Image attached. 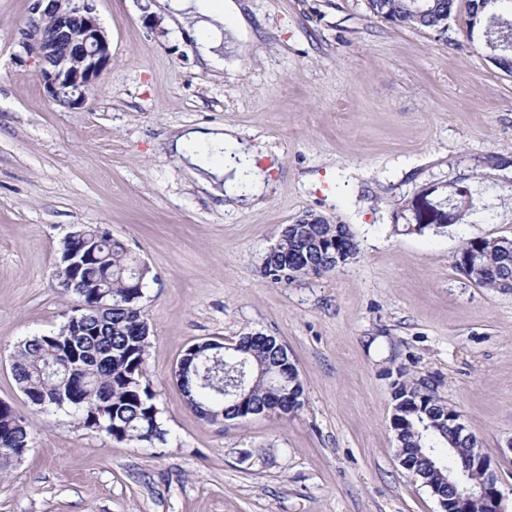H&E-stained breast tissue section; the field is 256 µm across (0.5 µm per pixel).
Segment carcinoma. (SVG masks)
<instances>
[{"mask_svg": "<svg viewBox=\"0 0 512 512\" xmlns=\"http://www.w3.org/2000/svg\"><path fill=\"white\" fill-rule=\"evenodd\" d=\"M370 12L401 27L447 31L453 0H367ZM503 9L489 16L479 0H468L467 30H488L495 61L512 72V0H501ZM78 235L66 236L61 254L81 252L76 282L64 292L83 305L79 331L69 322L49 334L31 336L16 347L11 370L20 391L44 412L68 411L86 429L102 432L118 442L135 445L167 442L168 431L160 419L155 393L147 382L150 328L143 303L150 269L133 256L125 244L92 225L75 227ZM479 253V270L467 268ZM358 244L347 224L324 217L315 224H288L265 257L263 273L276 284L290 286L299 279L331 272L357 257ZM453 265L475 284L491 289L512 286V238L472 237L453 256ZM283 345L276 338L245 334L225 348L221 363L207 359L201 346L186 352L181 387L189 406L202 418L216 414L226 420L246 419L255 412L278 406L287 416L300 408L304 393L299 372L290 371L294 399L266 377H253L244 392L235 391L240 361L253 372L283 367ZM394 409L400 419L394 433L400 448H423L418 466L434 478V458L464 456L469 443L448 434L436 415L455 412L441 404L432 391L401 384L394 391ZM28 424L13 408L0 402V462L19 460L30 447Z\"/></svg>", "mask_w": 512, "mask_h": 512, "instance_id": "1", "label": "carcinoma"}]
</instances>
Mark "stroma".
<instances>
[{"mask_svg": "<svg viewBox=\"0 0 512 512\" xmlns=\"http://www.w3.org/2000/svg\"><path fill=\"white\" fill-rule=\"evenodd\" d=\"M224 69L157 0H94L112 66L83 107L58 105L17 44L29 0H0V401L29 425L0 471V512H439L401 467L394 385L429 386L478 438L512 512V290L453 266L469 238H512V74L448 31L398 27L367 0H235ZM231 125L259 145L260 204L225 209L168 149L179 127ZM467 187L478 206L407 235L406 210ZM353 229L352 262L283 287L262 261L305 214ZM94 224L151 269L147 378L169 432L112 440L33 407L11 360L73 299L60 243ZM277 337L304 383L292 416L209 424L174 369L194 344Z\"/></svg>", "mask_w": 512, "mask_h": 512, "instance_id": "35a3bbf8", "label": "stroma"}]
</instances>
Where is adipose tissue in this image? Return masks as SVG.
<instances>
[{
  "label": "adipose tissue",
  "mask_w": 512,
  "mask_h": 512,
  "mask_svg": "<svg viewBox=\"0 0 512 512\" xmlns=\"http://www.w3.org/2000/svg\"><path fill=\"white\" fill-rule=\"evenodd\" d=\"M159 8L170 19L192 21V36L201 60L211 70H223L224 23L227 13L234 9L232 0H159ZM237 135V129L230 126L191 129L175 137L172 147L189 168L222 179L227 198L249 201L261 194L264 173Z\"/></svg>",
  "instance_id": "obj_1"
}]
</instances>
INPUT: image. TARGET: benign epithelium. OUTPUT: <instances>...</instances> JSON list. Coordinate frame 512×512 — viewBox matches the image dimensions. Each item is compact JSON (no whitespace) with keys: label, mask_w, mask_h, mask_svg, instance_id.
Instances as JSON below:
<instances>
[{"label":"benign epithelium","mask_w":512,"mask_h":512,"mask_svg":"<svg viewBox=\"0 0 512 512\" xmlns=\"http://www.w3.org/2000/svg\"><path fill=\"white\" fill-rule=\"evenodd\" d=\"M18 44L39 63V78L51 99L63 107L86 103L98 80L112 64L108 33L92 0H30L29 14L18 28ZM413 213L422 224H445L452 213L435 209L421 196ZM481 481H469L471 473ZM439 480H428L440 512H472V502L483 504V512H503L497 478L480 445L452 466L438 469Z\"/></svg>","instance_id":"1"}]
</instances>
